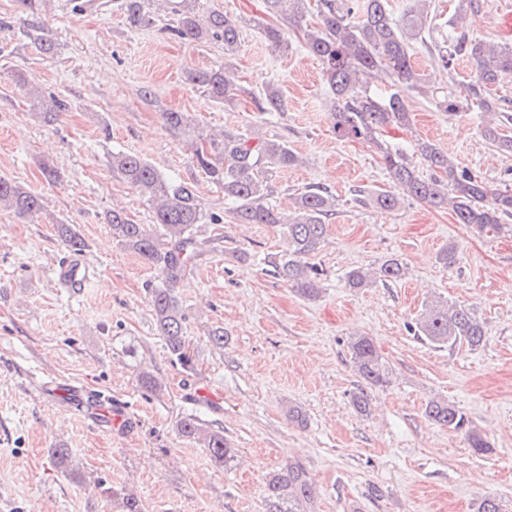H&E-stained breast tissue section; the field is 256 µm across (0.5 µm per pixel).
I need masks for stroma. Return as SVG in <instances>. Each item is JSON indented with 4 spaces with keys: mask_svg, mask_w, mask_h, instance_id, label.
<instances>
[{
    "mask_svg": "<svg viewBox=\"0 0 512 512\" xmlns=\"http://www.w3.org/2000/svg\"><path fill=\"white\" fill-rule=\"evenodd\" d=\"M74 2L37 0L57 45L50 56L23 36L14 0H0V175L38 192L45 209L35 221L0 211V512H118L116 498L127 493L146 512H266V482L291 461L314 482L315 512H475L486 496L512 512V235L478 233L451 211L414 200L394 211L355 202L356 189L387 188L382 160L367 144L336 139L321 61L302 39L285 51L265 41L254 25L265 16L263 0L198 5L241 18L233 58L241 83L258 92L275 82L287 102V112L270 119L250 99L218 106L189 83V70L223 66L224 45L173 39L163 0H145L155 22L141 29L112 0H82L80 11ZM458 5L430 4L432 23L413 56L426 93L410 104L411 129L393 132L392 141L407 149L430 139L458 166L512 188V157L480 137L488 116L478 103L451 116L432 100L456 96L472 76L467 58L448 70L436 60L455 30L512 46V0H480L462 16ZM18 71L66 100L58 121L34 116L15 84ZM166 111L189 113L207 135L238 129L286 140L302 163L274 178L271 202L281 212L310 185L335 195L314 258L326 271L318 298H302L274 275L272 260L288 250L279 228L226 216L223 189L201 172L188 137L166 126ZM118 151L192 185L206 211L224 216L199 225L203 253L175 288L190 374L153 318L146 285L159 280L158 268L118 245L105 221L115 208L151 221L149 206L112 169ZM45 160L59 182L43 178ZM58 219L78 226L97 271L78 294L54 278L68 252L54 230ZM450 245L457 261L447 268L437 256ZM391 258L404 267L401 280L346 287L351 269L375 270ZM433 299L475 312L487 329L483 345L438 348L410 334L408 324ZM217 329L221 348L210 341ZM360 333L390 370L366 415L352 404L362 381L348 342ZM145 373L160 393L144 388ZM48 377L125 406L132 429L82 419L43 390ZM431 399L455 404L491 453H472L463 434L429 421ZM294 406L304 424L289 419ZM191 414L223 431L236 450L232 462L217 465L181 437L178 423ZM55 448L68 449L69 467L53 463Z\"/></svg>",
    "mask_w": 512,
    "mask_h": 512,
    "instance_id": "stroma-1",
    "label": "stroma"
}]
</instances>
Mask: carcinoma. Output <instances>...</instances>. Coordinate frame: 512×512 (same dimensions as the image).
Segmentation results:
<instances>
[{"instance_id": "1", "label": "carcinoma", "mask_w": 512, "mask_h": 512, "mask_svg": "<svg viewBox=\"0 0 512 512\" xmlns=\"http://www.w3.org/2000/svg\"><path fill=\"white\" fill-rule=\"evenodd\" d=\"M17 9L31 18L23 20L26 38L44 54L56 53V44L43 23L35 17V0H15ZM176 24L170 34L181 40L224 44V54L233 53L240 44L241 24L238 18L221 10L201 14L196 0H172ZM307 0H264L267 13L280 18L298 31L308 51L324 65V77L332 93L331 130L336 139L368 144L381 157L386 174L393 185L389 191L370 196L377 206L394 210L405 198L424 202L435 208L449 209L459 224L480 231L501 232L508 229L512 217V190L499 189L468 169L459 168L434 142L417 138L412 152L388 140L393 130L411 125L408 106L412 98L423 93L420 74L412 63L413 43L422 39L428 11L420 7L397 15L391 0H318V20L304 23ZM120 9L134 27H148L152 17L143 0H119ZM266 41L286 50L290 38L277 24L255 22ZM466 56L474 68L473 79L464 85L460 95L435 101L437 109L454 114L463 103L475 100L485 112L500 114L499 122H490L482 130L484 139L505 155H512V137L500 132L499 124L512 121V115L501 111L498 99L490 89L504 73H512V47L494 42L473 41L461 33L448 49L438 53L443 69L452 61ZM386 70L394 78L390 91L369 95L360 90L362 79L375 71ZM187 79L203 90L214 103L224 105L247 95L255 109L264 114L287 111L280 87L268 82L257 96L230 76L227 67L218 70H190ZM31 109L45 123L56 120L67 110V102L56 94L26 89ZM166 125L177 132L191 130L192 117L186 112H164ZM193 154L200 169L213 183L224 188V200L233 204L231 213L238 224H278L288 237L291 252L272 262L278 276L307 300L321 292L325 270L308 261L317 253L327 232L326 219L336 210V197L326 189L309 187L295 195L291 216H284L269 203L274 193L273 174L298 165L297 154L288 142L279 138H253L245 132L226 131L221 138L199 135L192 141ZM431 170L420 175L416 162ZM112 169L133 187L152 210L153 223L138 224L121 209L107 215L112 237L134 252L144 263L161 269V280L151 286L154 319L170 353L187 372L194 370L193 355L183 332L184 315L174 287L193 267L200 255L201 243L196 236L199 224H220L222 217L204 211L193 186L173 180L140 156L118 151L112 153ZM8 209L32 220L43 211L41 198L22 184L0 175V209ZM61 241L74 252L85 243L77 227L64 221L56 224ZM403 266L396 259L385 261L370 273L355 268L346 273L350 288H365L376 280H397ZM415 335L428 342L450 348L465 345L480 347L487 335L484 323L468 308L446 301H433L413 326ZM351 361L365 387L354 396V404L362 411L369 407L368 390L389 383L386 362L373 339L359 334L349 341ZM434 424L464 433L472 452L491 451L486 438L470 425L469 419L455 405L433 399L425 408ZM182 436L203 444L215 463L232 461L235 449L220 430L202 428L193 416L179 423ZM314 483L305 467L290 462L273 474L266 483V512H310L307 505L314 499Z\"/></svg>"}]
</instances>
